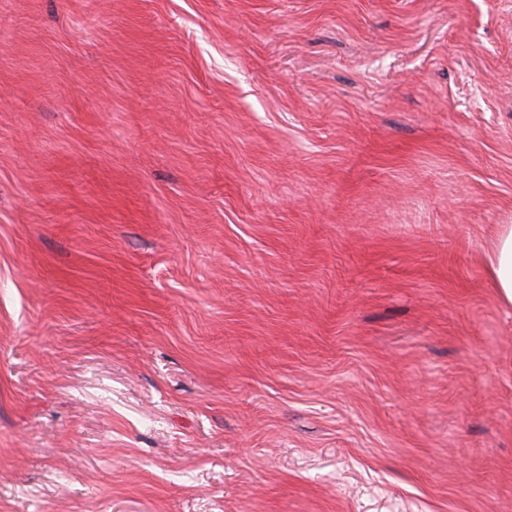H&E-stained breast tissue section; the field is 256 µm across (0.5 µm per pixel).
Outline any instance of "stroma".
Listing matches in <instances>:
<instances>
[{
  "label": "stroma",
  "mask_w": 512,
  "mask_h": 512,
  "mask_svg": "<svg viewBox=\"0 0 512 512\" xmlns=\"http://www.w3.org/2000/svg\"><path fill=\"white\" fill-rule=\"evenodd\" d=\"M512 0H0V512H512ZM486 266L503 301L512 304V226L505 227L486 252Z\"/></svg>",
  "instance_id": "35a3bbf8"
}]
</instances>
